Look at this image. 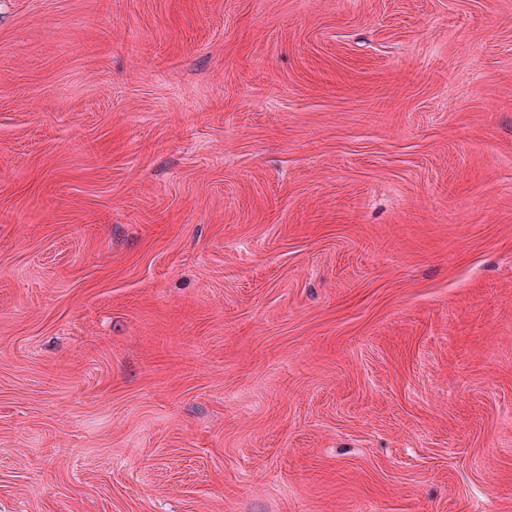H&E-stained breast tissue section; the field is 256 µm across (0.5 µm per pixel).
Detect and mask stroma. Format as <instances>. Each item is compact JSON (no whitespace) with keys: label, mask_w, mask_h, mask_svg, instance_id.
Segmentation results:
<instances>
[{"label":"stroma","mask_w":512,"mask_h":512,"mask_svg":"<svg viewBox=\"0 0 512 512\" xmlns=\"http://www.w3.org/2000/svg\"><path fill=\"white\" fill-rule=\"evenodd\" d=\"M0 512H512V0H0Z\"/></svg>","instance_id":"35a3bbf8"}]
</instances>
